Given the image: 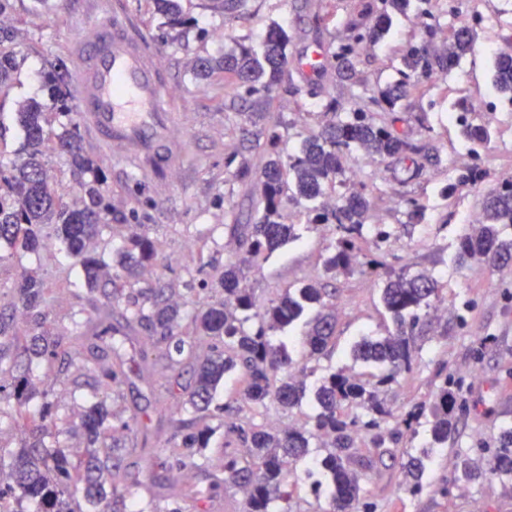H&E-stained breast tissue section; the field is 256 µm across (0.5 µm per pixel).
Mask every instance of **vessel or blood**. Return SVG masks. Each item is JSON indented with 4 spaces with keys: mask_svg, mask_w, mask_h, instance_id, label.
<instances>
[{
    "mask_svg": "<svg viewBox=\"0 0 512 512\" xmlns=\"http://www.w3.org/2000/svg\"><path fill=\"white\" fill-rule=\"evenodd\" d=\"M83 130L106 155L140 175L177 170L186 143L161 51L125 14L85 23L68 46Z\"/></svg>",
    "mask_w": 512,
    "mask_h": 512,
    "instance_id": "vessel-or-blood-1",
    "label": "vessel or blood"
}]
</instances>
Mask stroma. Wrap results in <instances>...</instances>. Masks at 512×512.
I'll list each match as a JSON object with an SVG mask.
<instances>
[{"label":"stroma","mask_w":512,"mask_h":512,"mask_svg":"<svg viewBox=\"0 0 512 512\" xmlns=\"http://www.w3.org/2000/svg\"><path fill=\"white\" fill-rule=\"evenodd\" d=\"M181 4L194 24L172 30L155 14L151 0H116L117 10L131 15L163 50L162 63L184 114L182 135L188 148L184 168L173 172L162 187L149 177L130 174L92 138L83 137L82 142L86 153L105 172V188L112 200V217L101 232L98 251L113 266L132 235L144 231L158 241L157 260L144 270L139 285L166 288L171 300L180 303L181 325L187 330L192 312L187 301L193 288L222 266L227 256L225 225L237 217H250L249 202L233 177V167L227 164L228 155L240 147L238 129L245 119L237 110L225 109L223 81L197 79L194 63L222 56L234 36L260 44L274 25L289 33L288 57L296 59L311 45L330 44L358 0H251L248 15L231 22L213 9L211 0H181ZM460 6L463 15L478 14L483 21L476 29L473 52L446 76L445 83L449 95L462 92L489 100L493 97L492 51L505 24L512 21V0H460ZM323 13L328 16L326 23L314 24V15ZM105 14V9H93L91 0H14L11 25L24 59L0 96V162H12L20 155L16 111L20 102L42 98L41 71L49 64L67 61L66 47L80 27L93 16ZM218 28L228 32V39L215 38ZM419 33L414 15L394 17L385 42L357 64L370 85L382 86L392 80L396 48ZM406 119L415 132L424 124L432 127L440 148L439 165L431 168L425 179L406 183L401 171H385L378 160L361 154L354 171L358 180L385 196L375 221L394 229L386 246L387 262L396 268L433 273L444 285L448 299L420 322V359L413 374L399 377L383 398L394 414L402 415L430 401L447 381L463 421L448 443L430 449L420 493L406 491L402 463L405 452L429 448L425 424L417 437L406 434L388 443L385 453L373 457L371 465L362 469L361 494L374 512H512V485L493 477L464 483L456 473L458 454H467L482 466L492 460L503 424H512V268L500 269L488 260L461 264L456 258L458 240L468 232L469 218L477 213L484 195L512 178V108L500 106L472 114L473 123L487 126L492 133V147L481 161L485 177L446 199L440 196L441 187L449 176L472 162L458 127L448 119L447 98L435 107L408 112ZM396 190L426 205L425 221L407 225L405 207L390 200ZM292 215L297 240L274 252L251 274L262 297L276 296L323 273V260L335 238L333 231L309 228L300 210H293ZM189 241L194 244L190 251L185 248ZM71 263V258L54 248L15 252L0 244V299L10 300L21 275L44 280L54 291L45 307L43 329L56 337L68 335L73 321H95L108 307L101 294L89 292L83 278L71 272ZM328 285L336 290V342L320 355L317 372L308 376L311 389L321 376L353 367L351 349L361 337L384 336L394 329L376 277L340 273ZM156 355L146 338L128 352L124 380L115 399L93 379L81 376L77 366L62 371L34 355L19 359L14 374L31 381L34 404H41L42 392L50 391L55 411L67 425L65 432L45 436L48 448L83 452L84 436L70 433L69 428L79 423L90 404L100 401L111 402L125 417L149 415V445L161 448L169 428L157 419L156 399L165 393L172 377L167 372L150 378L139 374L144 360Z\"/></svg>","instance_id":"stroma-1"}]
</instances>
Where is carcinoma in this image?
<instances>
[{"instance_id":"1","label":"carcinoma","mask_w":512,"mask_h":512,"mask_svg":"<svg viewBox=\"0 0 512 512\" xmlns=\"http://www.w3.org/2000/svg\"><path fill=\"white\" fill-rule=\"evenodd\" d=\"M180 0H153L155 13L173 29L186 28L192 20L183 16ZM415 10L420 19L422 42L410 43L397 50L396 77L383 87L370 86L357 69L359 57L379 43L389 31L393 15ZM455 0L439 4L437 0H361V9L350 16L325 52V61L334 70L336 93L308 79L301 86L288 83V45L290 37L282 27L265 36L260 48L243 41L217 61L201 59L194 70L201 79L223 74L225 97L249 102L247 120L252 135L263 140L267 160L256 169L253 160L241 153L229 155L236 163L234 178L249 191L258 192L260 201L249 223L235 221L224 225V233L239 246L235 258L224 262L217 273L215 295L198 304L192 315V331L182 332L179 306L163 298L162 288L132 289L123 293L116 281L126 283L138 271L153 263L159 253L158 243L143 234L131 238L120 252L116 272L107 275L106 265L91 244L112 216V206L105 195L103 180L94 161L84 152L75 123L63 130L59 149L66 155L74 174H93L88 182H78L84 196L72 203L62 201L63 193L46 168L41 150L44 141V109L57 115L73 111V94L60 66L43 72L45 100L30 98L16 112L23 135L19 160L0 166V242L34 252L44 247L51 229L59 245L80 267L89 291H98L113 302L121 323L110 322L107 313L92 331L80 330L71 337L73 345L58 357L59 341L43 336L7 335L0 317V417L6 416L18 428L29 432L33 441L28 450L16 454L0 448V468L10 466L13 483L0 487V502L11 505L8 512H25V503L39 506V512H158L154 502L141 506V496H132L122 468L123 450L128 440L146 433L147 425L135 416L127 419L108 411L99 402L84 414L80 429L87 441L82 454L46 450L43 437L57 428L52 403L30 407V382L16 379L6 366V357L15 354L40 355L69 366L78 361L96 384L117 391L124 376V356L134 345L133 333L142 330L161 350L172 369L184 361H196L193 382L184 387V397L174 402L170 388L158 400L160 416L171 417L174 409L189 410L193 417L180 421L179 428L167 439L165 459L160 468L201 469L195 456L209 447L216 428L235 437L238 451L224 453V467L211 472L206 492L192 486L167 483L160 475L152 483L166 490L165 497L175 506L170 512H192L201 498L208 500L228 488L244 492L243 512H291L288 502L290 467L306 460L313 443L328 449L316 466L325 477V493L333 512H367L362 501L360 468L365 459H355L359 432L369 435L370 447L379 450L385 440L378 433L381 424L393 419L394 434H416L421 417L428 415L432 443L443 445L457 431L455 401L448 383L438 389L434 400L404 415L396 416L381 395L385 387L402 374L410 375L418 364L419 350L414 336L422 316L443 302V285L432 274L420 271H395L384 260L383 245L392 230L377 224L373 229V249H363L367 241L365 224L382 200L366 184L353 178V153L400 167L411 180L424 177L438 162L439 150L425 141L415 140L401 127L403 114L413 109L411 101L420 100L434 90H442L443 74L471 53L475 29L480 19L472 15L459 23L447 24L444 16L455 17ZM12 35L0 26V90L8 86L17 69L20 52L13 46ZM505 50L495 53L493 86L497 102L512 107V35L502 38ZM293 97L316 100L321 120L302 138L298 150L287 151L288 130L292 123L281 116L268 123L272 101L280 92ZM448 111L456 113L460 135L473 159L492 142L489 129L470 120L473 101L467 96L448 102ZM483 168L475 163L448 178L441 197L448 199L459 187L476 182ZM303 207L309 227L321 230L336 226L339 237L333 252L323 262L324 275L358 270L382 280V301L392 315L395 329L385 336L364 338L355 344L353 358L365 370L355 373L341 369L322 377L313 393L316 414L302 425L272 426L239 417L243 404L264 406L276 402L282 409L299 404L306 394L304 378L314 372L311 360L336 341V290L328 289L318 279H310L294 290H285L275 299L263 300L248 283V273L259 260L288 242L297 239L295 225L287 222L288 206ZM408 223L419 224L426 206L417 199L406 201ZM512 226V179L500 182L485 197L478 219L461 236L458 259H488L507 264L512 261V239L502 238L503 229ZM50 289L40 279L23 276L20 287L13 289L14 306L31 314L34 325L41 324V306ZM318 310L308 321L304 345L306 360L296 364L284 345L272 341L273 333L300 321L309 308ZM231 372L244 379L240 397L222 405L213 404L219 382ZM218 420L217 426L210 421ZM427 454L407 453L403 464L406 490L412 494L423 488L424 459ZM484 475L512 482V427H503L493 463L483 470L462 460L458 478L471 482Z\"/></svg>"}]
</instances>
